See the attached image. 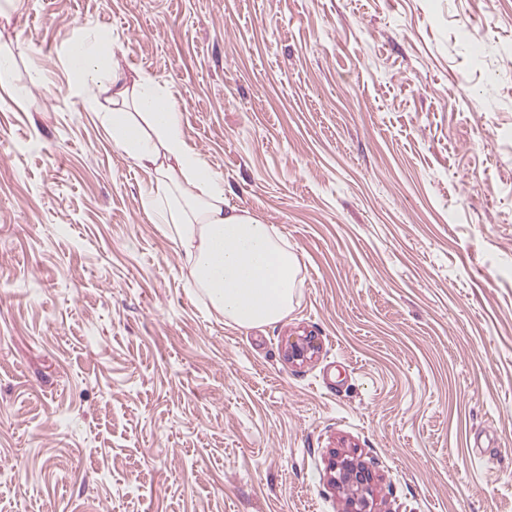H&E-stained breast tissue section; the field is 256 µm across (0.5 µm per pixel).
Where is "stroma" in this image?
I'll return each mask as SVG.
<instances>
[{
	"label": "stroma",
	"mask_w": 512,
	"mask_h": 512,
	"mask_svg": "<svg viewBox=\"0 0 512 512\" xmlns=\"http://www.w3.org/2000/svg\"><path fill=\"white\" fill-rule=\"evenodd\" d=\"M98 37L274 225L225 324L70 90ZM0 512H512V0H23L0 19ZM330 470L335 474L333 480L347 486L352 498L351 505L356 512H367L370 502L367 498L369 493L371 476L364 472L363 468L354 460L344 457L334 458L330 463Z\"/></svg>",
	"instance_id": "obj_1"
}]
</instances>
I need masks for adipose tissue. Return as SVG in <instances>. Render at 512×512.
I'll list each match as a JSON object with an SVG mask.
<instances>
[{"label":"adipose tissue","mask_w":512,"mask_h":512,"mask_svg":"<svg viewBox=\"0 0 512 512\" xmlns=\"http://www.w3.org/2000/svg\"><path fill=\"white\" fill-rule=\"evenodd\" d=\"M102 42L67 52L73 92L100 112L112 144L151 176L143 210L167 225L188 265L189 284L225 322L275 323L294 308L300 265L273 225L230 206L224 179L187 146L183 112L150 77L127 80Z\"/></svg>","instance_id":"ef3b65f1"}]
</instances>
